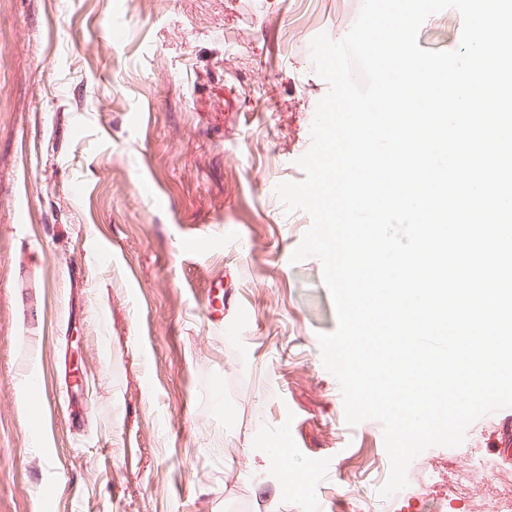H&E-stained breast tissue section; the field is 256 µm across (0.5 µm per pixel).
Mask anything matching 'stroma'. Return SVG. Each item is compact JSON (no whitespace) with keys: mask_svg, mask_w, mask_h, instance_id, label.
Masks as SVG:
<instances>
[{"mask_svg":"<svg viewBox=\"0 0 512 512\" xmlns=\"http://www.w3.org/2000/svg\"><path fill=\"white\" fill-rule=\"evenodd\" d=\"M361 2L0 0V512H498L493 417L379 496L382 426L346 424L321 360L322 263L290 262L310 42ZM461 32L449 8L418 44ZM285 445L286 444L284 442H280L274 446H271L267 450V456L273 464L280 468L284 481L287 483L289 482L292 484L301 485L302 479L297 473H295L297 471L295 469H288V448H285ZM284 461H287L286 466L283 464Z\"/></svg>","mask_w":512,"mask_h":512,"instance_id":"35a3bbf8","label":"stroma"}]
</instances>
